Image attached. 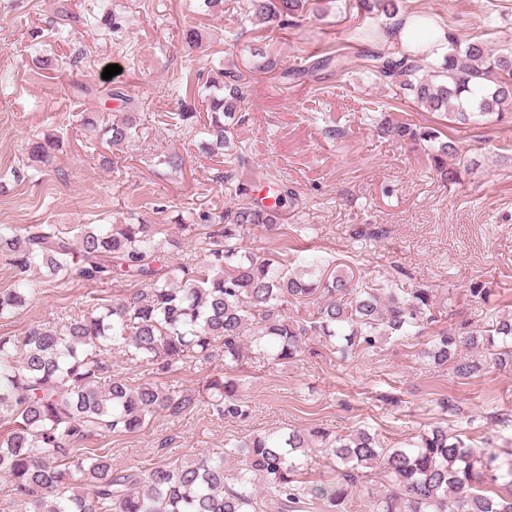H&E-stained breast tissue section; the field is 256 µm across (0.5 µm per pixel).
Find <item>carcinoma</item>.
I'll list each match as a JSON object with an SVG mask.
<instances>
[{
	"mask_svg": "<svg viewBox=\"0 0 512 512\" xmlns=\"http://www.w3.org/2000/svg\"><path fill=\"white\" fill-rule=\"evenodd\" d=\"M315 0H250V20L266 28L297 26ZM349 8L379 21L357 26L356 52L316 58L299 76L342 73L355 66L378 80L410 90L428 112L462 125L512 124V44L493 48L479 37L461 41L445 31L440 66L407 53L397 32L402 0H353ZM245 74L212 69L201 87L207 102L203 124L212 152L232 156L230 121L240 106ZM84 125L102 128L109 149L121 151L138 136L130 115L109 121L86 113ZM380 132L404 144L430 145L428 157L441 179L458 181L448 158L458 149L440 133L407 120L381 119ZM55 139L38 142L35 158L48 167ZM271 205L240 201L222 215H198L199 255L169 262L155 224H82L76 233L50 224L22 229L0 225V256L19 271L14 287L0 291V319L17 314L57 280H132L143 290L110 304L95 303L62 327L33 325L21 336H0V473L31 512H255L258 491L276 498L283 512H299L298 479L321 450L338 478L309 494L336 507L349 500L355 473L377 471L385 490L370 512H512V453L503 456L490 439L477 445L436 425L389 446L358 428L333 434L321 427L251 433L178 466L148 471L117 470L107 451L85 448L94 435L132 433L160 410L178 414L194 399L155 382L129 384L112 371V352L166 374L179 362L208 361L216 351L224 370L243 362H293L313 338H323L340 357L369 353L386 342H407L438 322L429 288H361L354 273L318 259L302 274L273 254L257 256L240 246L246 231L260 227L282 234L290 196L277 192ZM353 234L382 239L380 224H361ZM45 270L30 278V271ZM314 306L305 317L288 307ZM482 349L464 357L459 347ZM433 368L450 367L468 380L489 368L512 369V315L486 329L440 330L417 350ZM206 403L220 418L246 420L250 406L233 379H215ZM237 467H225L228 459Z\"/></svg>",
	"mask_w": 512,
	"mask_h": 512,
	"instance_id": "obj_1",
	"label": "carcinoma"
}]
</instances>
